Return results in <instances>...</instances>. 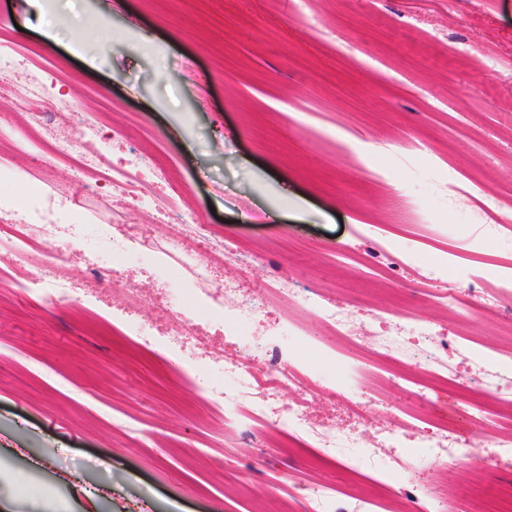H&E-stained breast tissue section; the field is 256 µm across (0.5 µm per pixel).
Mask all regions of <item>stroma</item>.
Here are the masks:
<instances>
[{
  "instance_id": "35a3bbf8",
  "label": "stroma",
  "mask_w": 512,
  "mask_h": 512,
  "mask_svg": "<svg viewBox=\"0 0 512 512\" xmlns=\"http://www.w3.org/2000/svg\"><path fill=\"white\" fill-rule=\"evenodd\" d=\"M0 58L12 61L0 97L38 84L54 139L117 166L162 164L145 197L179 195L210 248L229 241L263 256L243 268L218 262L198 282L164 250L173 225H144L139 201L108 184L75 187L46 151L0 158V235L22 223L30 191L64 195L65 228L51 247L74 296L51 306L27 294V269L0 248V512H255L268 499L275 512H303L307 485L354 491L362 475L303 436L230 429L211 409L208 387L225 361L260 363L292 346L287 306L237 318L214 295L244 302L284 278L304 297L328 289L360 325L403 308L439 331H468L486 353L500 347L488 323L414 283L447 248H463L480 204L512 211V0H53L49 11L42 0H0ZM411 140L426 153L397 149ZM398 195L412 203L402 224L389 208ZM116 213L135 244L91 260L73 225ZM474 276L494 293L512 276V253L486 238L479 260L461 261L434 289ZM491 304L512 317V297L494 293ZM169 310L206 337L182 362L135 337L139 326L164 329ZM299 355L305 387L282 388L269 411L300 402L313 420L374 438L410 408L421 421L391 451L419 458L407 484L446 487L455 512L512 505V457L498 449H477L480 476L422 463L436 423L473 430L463 415L449 418L446 392L421 402L391 382L397 366L386 361L379 400L359 387L334 397L341 362ZM447 359L464 390L458 410L470 399L497 407L477 366ZM225 456L233 465L218 466Z\"/></svg>"
}]
</instances>
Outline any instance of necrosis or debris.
Wrapping results in <instances>:
<instances>
[{
	"label": "necrosis or debris",
	"instance_id": "obj_1",
	"mask_svg": "<svg viewBox=\"0 0 512 512\" xmlns=\"http://www.w3.org/2000/svg\"><path fill=\"white\" fill-rule=\"evenodd\" d=\"M38 93L37 88L28 87L10 97L8 108L13 112L26 113L24 123L0 125V156L33 146H47V126L40 113L30 111L29 101ZM58 156L68 161L75 173L77 184L89 188L102 182L112 185L117 194H138L143 185L148 161L136 159L121 169L104 157L95 154L73 153L59 149ZM0 246L13 251L18 260L30 270L27 293L54 305L68 303L71 290L68 281L61 275L58 254L47 247L36 248L26 232V226L16 225L8 237H0ZM277 299L288 307L298 309L301 314H316L321 326L320 332H313L303 324H296V334L302 343L318 348L325 354L336 357L344 363L342 372L358 384H366L363 371L353 369L347 362L348 350H343L342 342H349L351 349L371 351L375 355L398 361L404 373L403 381L416 387L434 383L455 390L456 383L448 370V363L440 356L448 346H455L460 356H482V345L476 339L456 334L445 336L433 326L418 319L408 310H400V320L392 329L384 330L376 323L366 328H358L353 323L352 312L343 306L326 302L321 298L302 299L281 285H270L261 289L258 296L245 304L219 299L218 305L224 310H237L255 314L263 310L270 300ZM225 372L236 376L238 385L227 390L211 388L215 403L224 407L225 423L239 421L243 406H250L253 414H260L256 395L271 397L289 384H298L303 370L300 364H284L275 360L255 365L245 360H230L224 364ZM470 417L476 423V430L467 437L457 436L452 426H445L429 441L428 462L431 466L448 469L462 462L472 460L473 449L494 445L503 452L512 453V437L503 438L496 423L489 420L487 410L482 405L470 407ZM414 416L400 413L394 415L387 429L379 439H369L360 430L338 432L311 422L302 405L289 406L272 419V427L297 433L308 439L313 447L321 449L328 456L355 467L370 475L373 482L379 483L390 476L389 466L382 455L383 449L393 447L406 429L415 426ZM305 512H374L378 500L371 497L346 498L332 494L321 484L308 486L305 497Z\"/></svg>",
	"mask_w": 512,
	"mask_h": 512
}]
</instances>
